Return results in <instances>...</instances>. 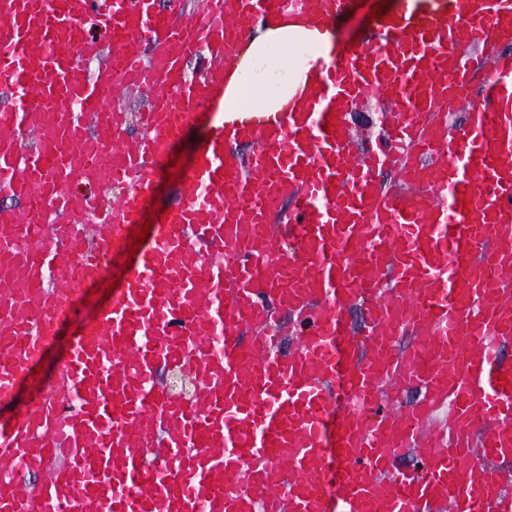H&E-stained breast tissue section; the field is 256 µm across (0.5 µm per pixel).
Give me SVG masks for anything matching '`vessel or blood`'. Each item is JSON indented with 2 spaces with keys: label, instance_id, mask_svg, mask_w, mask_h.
<instances>
[{
  "label": "vessel or blood",
  "instance_id": "obj_1",
  "mask_svg": "<svg viewBox=\"0 0 512 512\" xmlns=\"http://www.w3.org/2000/svg\"><path fill=\"white\" fill-rule=\"evenodd\" d=\"M350 5L202 0L188 17L181 0H0V409L79 324L50 396L0 427V512H512L496 466L512 458V55L475 86L461 52L512 40V0H398L300 111L216 128L111 302L79 315L155 167L218 107L244 33ZM92 23L110 45L94 75ZM130 88L149 98L133 138L102 105ZM372 100L395 120L351 152L347 108ZM386 170L403 189H381ZM78 181L127 186L92 247ZM280 311L301 325L289 351ZM405 335L415 346L397 348ZM161 360L197 376L190 399L158 384Z\"/></svg>",
  "mask_w": 512,
  "mask_h": 512
}]
</instances>
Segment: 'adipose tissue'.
Listing matches in <instances>:
<instances>
[{"label":"adipose tissue","mask_w":512,"mask_h":512,"mask_svg":"<svg viewBox=\"0 0 512 512\" xmlns=\"http://www.w3.org/2000/svg\"><path fill=\"white\" fill-rule=\"evenodd\" d=\"M337 25L301 16L274 17L241 40L220 100L221 121H259L288 111L313 72L340 51Z\"/></svg>","instance_id":"ef3b65f1"}]
</instances>
